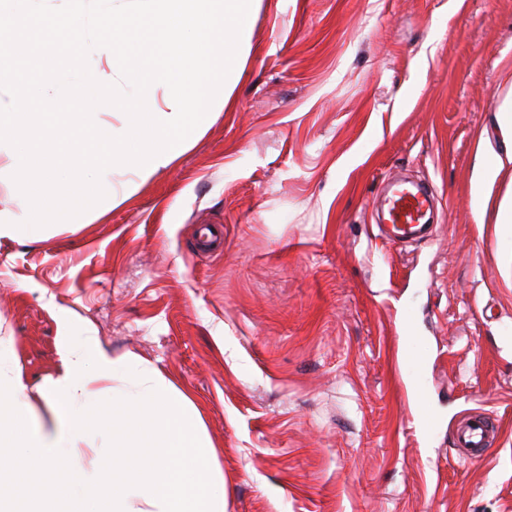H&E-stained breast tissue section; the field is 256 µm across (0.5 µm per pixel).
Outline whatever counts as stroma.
<instances>
[{"label":"stroma","instance_id":"35a3bbf8","mask_svg":"<svg viewBox=\"0 0 512 512\" xmlns=\"http://www.w3.org/2000/svg\"><path fill=\"white\" fill-rule=\"evenodd\" d=\"M509 66L512 0H261L230 102L172 165L116 176L137 190L95 222L0 238L35 423L93 336L191 394L227 512H512ZM397 174L434 193L428 240L377 227ZM473 410L499 427L478 462L453 444Z\"/></svg>","mask_w":512,"mask_h":512}]
</instances>
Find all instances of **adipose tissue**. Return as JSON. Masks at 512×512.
<instances>
[{
    "label": "adipose tissue",
    "instance_id": "adipose-tissue-1",
    "mask_svg": "<svg viewBox=\"0 0 512 512\" xmlns=\"http://www.w3.org/2000/svg\"><path fill=\"white\" fill-rule=\"evenodd\" d=\"M123 365L135 369L136 379L132 390L112 393V460L118 463L146 449L163 464L122 478L120 491L109 497L100 490L98 474L86 472L69 490L78 512H226L218 452L190 395L135 356L117 362L91 336L82 350L71 352L61 376L43 393L56 417L52 431L29 427L20 401L22 382L0 374V440L31 449L48 466L61 448L71 458H82L84 418L101 404L92 387L114 378Z\"/></svg>",
    "mask_w": 512,
    "mask_h": 512
}]
</instances>
